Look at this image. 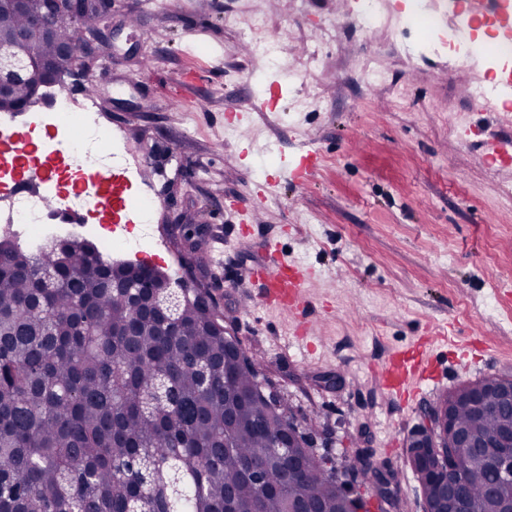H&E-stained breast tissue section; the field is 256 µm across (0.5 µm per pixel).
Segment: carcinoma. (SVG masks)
I'll use <instances>...</instances> for the list:
<instances>
[{"label":"carcinoma","instance_id":"cac0c4a2","mask_svg":"<svg viewBox=\"0 0 512 512\" xmlns=\"http://www.w3.org/2000/svg\"><path fill=\"white\" fill-rule=\"evenodd\" d=\"M29 21L0 12V41ZM97 24L92 10L60 9L51 37L15 51L66 77L57 43L79 46ZM128 275L84 238L39 253L0 239V512H224L230 491L233 512H288L301 498L348 512L331 458L271 447L291 419L277 400L246 399L262 364L249 358L246 373L225 357L217 309L180 302L183 334L166 335L112 288ZM454 420L491 442L512 415L492 405L476 419L458 401ZM454 454L470 512H488L489 461ZM290 457L303 464L288 476Z\"/></svg>","mask_w":512,"mask_h":512}]
</instances>
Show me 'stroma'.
<instances>
[{"mask_svg": "<svg viewBox=\"0 0 512 512\" xmlns=\"http://www.w3.org/2000/svg\"><path fill=\"white\" fill-rule=\"evenodd\" d=\"M113 0L112 51L91 73L105 121L145 160L135 184L158 204L153 223L116 226L115 258L171 266L209 288L269 391L288 400L352 492L350 452L391 462L400 512H423L406 443L423 404L488 376H512V162L483 159L512 140V95L470 98L445 47L406 57L394 26L410 0H385L376 31L361 0ZM268 20L279 63L239 53L235 20ZM336 20L326 45L325 18ZM384 73L366 84L358 67ZM302 72L288 81L283 68ZM275 109L252 108L269 85ZM321 166L300 186L263 188L268 172L311 150ZM213 214L197 252L186 224ZM277 248L309 271L307 334L266 304L258 271ZM430 362L416 397L388 393L375 372L397 352Z\"/></svg>", "mask_w": 512, "mask_h": 512, "instance_id": "35a3bbf8", "label": "stroma"}]
</instances>
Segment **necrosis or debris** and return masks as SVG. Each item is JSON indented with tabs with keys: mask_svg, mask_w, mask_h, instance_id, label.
I'll list each match as a JSON object with an SVG mask.
<instances>
[{
	"mask_svg": "<svg viewBox=\"0 0 512 512\" xmlns=\"http://www.w3.org/2000/svg\"><path fill=\"white\" fill-rule=\"evenodd\" d=\"M448 15L451 25L440 30L432 17L431 0H415L413 14L398 21L402 36L409 41L408 51L417 50L428 39L444 37L457 58L467 64L490 66L503 56H512V36L501 33L495 14L476 16L465 0H448ZM101 116L95 101L65 100L58 111L42 115L45 127L54 132L51 144L41 155L19 156L13 150L15 120L11 113H0V180L13 184L8 194L0 195V227L13 241L54 242L62 230L60 217L110 192V180L123 179L124 171L111 143L112 131L101 123ZM45 165L52 169L47 182L53 185L58 199L53 207L39 193L19 187L20 170L35 171ZM155 208L151 197L127 194L121 197L118 209L99 210L96 246L103 258L112 257L117 213H136L140 223L147 224Z\"/></svg>",
	"mask_w": 512,
	"mask_h": 512,
	"instance_id": "1",
	"label": "necrosis or debris"
}]
</instances>
